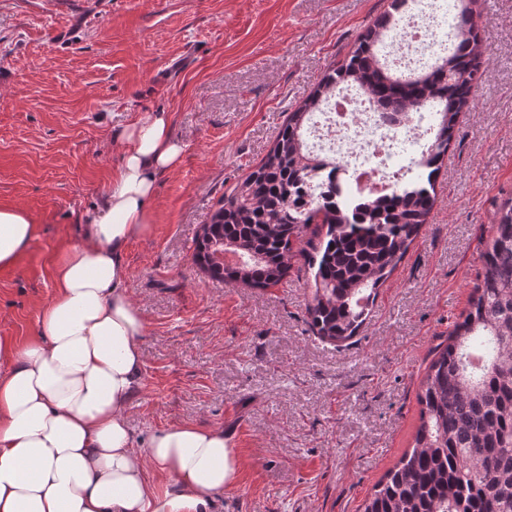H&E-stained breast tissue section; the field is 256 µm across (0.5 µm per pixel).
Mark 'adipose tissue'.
<instances>
[{
    "mask_svg": "<svg viewBox=\"0 0 512 512\" xmlns=\"http://www.w3.org/2000/svg\"><path fill=\"white\" fill-rule=\"evenodd\" d=\"M184 147L168 113L124 132L112 185L53 270L37 334L0 341V512H217L239 461L222 430L183 424L135 445L127 410L141 385L146 326L123 286L156 177ZM36 226L0 206V266L25 251Z\"/></svg>",
    "mask_w": 512,
    "mask_h": 512,
    "instance_id": "adipose-tissue-1",
    "label": "adipose tissue"
}]
</instances>
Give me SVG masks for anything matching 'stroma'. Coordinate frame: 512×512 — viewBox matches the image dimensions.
Here are the masks:
<instances>
[{
    "label": "stroma",
    "mask_w": 512,
    "mask_h": 512,
    "mask_svg": "<svg viewBox=\"0 0 512 512\" xmlns=\"http://www.w3.org/2000/svg\"><path fill=\"white\" fill-rule=\"evenodd\" d=\"M387 0H0V206L37 235L0 267V336L24 343L81 240L130 123L169 113L185 145L156 180L124 286L146 324L128 408L138 446L183 423L224 430L239 460L219 512H359L413 445L418 393L512 198V0H478L489 61L442 160L438 204L357 335H313V276L245 288L200 273L203 224L289 112Z\"/></svg>",
    "instance_id": "1"
}]
</instances>
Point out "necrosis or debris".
Returning a JSON list of instances; mask_svg holds the SVG:
<instances>
[{"label": "necrosis or debris", "mask_w": 512, "mask_h": 512, "mask_svg": "<svg viewBox=\"0 0 512 512\" xmlns=\"http://www.w3.org/2000/svg\"><path fill=\"white\" fill-rule=\"evenodd\" d=\"M448 0H412L398 16L382 52L400 69L422 64L441 45L453 39ZM433 131L427 110L414 108L383 118L371 96L357 82L340 85L306 133L311 155L323 161L319 181L336 177L363 197L384 198L410 179V161L418 157Z\"/></svg>", "instance_id": "obj_1"}]
</instances>
